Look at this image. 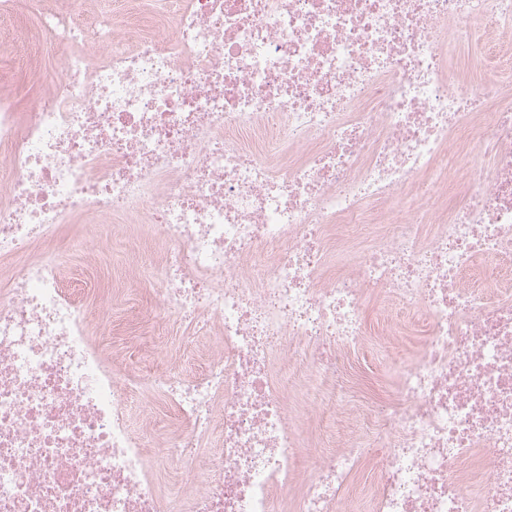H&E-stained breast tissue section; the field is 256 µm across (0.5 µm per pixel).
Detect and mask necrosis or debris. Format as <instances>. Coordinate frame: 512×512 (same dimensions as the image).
Here are the masks:
<instances>
[{
	"instance_id": "obj_1",
	"label": "necrosis or debris",
	"mask_w": 512,
	"mask_h": 512,
	"mask_svg": "<svg viewBox=\"0 0 512 512\" xmlns=\"http://www.w3.org/2000/svg\"><path fill=\"white\" fill-rule=\"evenodd\" d=\"M140 2L27 0L19 39L0 0V54L56 60L27 110L0 88V512H512V0ZM130 238L200 373L114 368L134 282L67 290ZM363 352L394 377L369 403ZM135 426H144L148 438L158 440L168 429L167 406L159 401L143 400L132 405Z\"/></svg>"
}]
</instances>
